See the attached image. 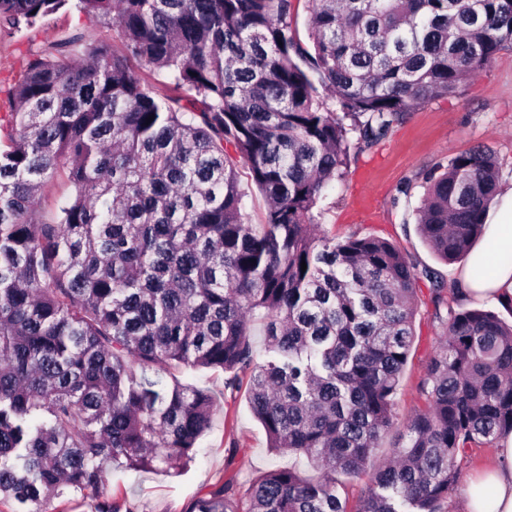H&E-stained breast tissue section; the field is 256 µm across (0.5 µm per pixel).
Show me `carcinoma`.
<instances>
[{
    "label": "carcinoma",
    "mask_w": 512,
    "mask_h": 512,
    "mask_svg": "<svg viewBox=\"0 0 512 512\" xmlns=\"http://www.w3.org/2000/svg\"><path fill=\"white\" fill-rule=\"evenodd\" d=\"M0 0L13 35L62 9L115 27L122 48L30 58L0 146V502L49 512L112 469L181 473L216 405L172 369L249 376L273 469L249 512H347L392 425L419 282L393 243L316 229L325 192L426 101L451 97L512 45V0ZM175 95L158 96L141 68ZM154 117L146 123L148 117ZM268 208L253 224L233 157ZM57 176L70 187L38 210ZM488 149L426 176L417 224L451 263L483 237L499 185ZM306 270H301V263ZM263 322L264 352L252 341ZM408 443L375 469L357 512H445L457 458L512 432V325L448 308ZM228 479L189 512H239Z\"/></svg>",
    "instance_id": "obj_1"
}]
</instances>
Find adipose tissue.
<instances>
[{"label":"adipose tissue","mask_w":512,"mask_h":512,"mask_svg":"<svg viewBox=\"0 0 512 512\" xmlns=\"http://www.w3.org/2000/svg\"><path fill=\"white\" fill-rule=\"evenodd\" d=\"M495 217L487 225L481 247L471 255V271L464 274V291L479 299L512 298V263L499 262L497 253L512 247V188L495 198ZM495 462L480 481L492 494L496 512H512V433L501 437Z\"/></svg>","instance_id":"ef3b65f1"}]
</instances>
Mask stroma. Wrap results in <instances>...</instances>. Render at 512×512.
<instances>
[{"mask_svg": "<svg viewBox=\"0 0 512 512\" xmlns=\"http://www.w3.org/2000/svg\"><path fill=\"white\" fill-rule=\"evenodd\" d=\"M76 38L83 47L106 42L120 47L116 29L89 22L72 11L52 14L35 28L8 37L0 34V116L8 110L9 89L27 60L54 52L57 44ZM491 149L500 164L501 185L512 186V50L499 52L458 94L430 100L395 125L376 146L352 152L349 174L330 189L321 202L323 229L339 238L350 234L374 236L406 251L419 266L437 276L442 293L453 309L477 307L476 299L460 290L468 260H440L424 242L415 213L421 204L425 175L452 155L475 146ZM409 186L401 194L400 186ZM375 198L383 212L375 223L360 215L358 198ZM428 282H421L414 320V341L400 379L396 415L389 433L374 450L371 464L381 466L392 457L395 445L406 442L412 416L425 405L420 385L431 358L439 350L445 330L435 318ZM512 324V308L494 301L482 303ZM179 381L207 391L216 403L212 428L200 443L189 470L179 476L162 472H112V492L126 498L136 512H187L192 503L214 485L231 479L237 485L242 512H247V490L254 479L272 468H293L307 477L316 471L305 456L272 451L261 424L254 418L246 387L232 390L223 372L198 369L179 374ZM495 446L469 449L459 459L460 478L448 493L446 512H466V499L494 456Z\"/></svg>", "mask_w": 512, "mask_h": 512, "instance_id": "obj_1", "label": "stroma"}]
</instances>
